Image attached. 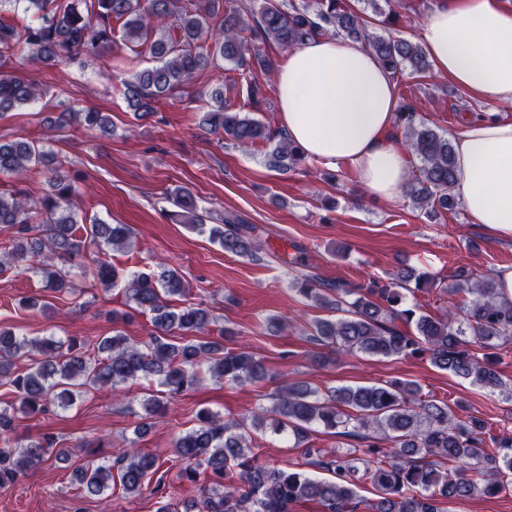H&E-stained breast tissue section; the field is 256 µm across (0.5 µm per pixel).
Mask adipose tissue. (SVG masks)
Wrapping results in <instances>:
<instances>
[{
  "instance_id": "1",
  "label": "adipose tissue",
  "mask_w": 512,
  "mask_h": 512,
  "mask_svg": "<svg viewBox=\"0 0 512 512\" xmlns=\"http://www.w3.org/2000/svg\"><path fill=\"white\" fill-rule=\"evenodd\" d=\"M435 72L477 98L512 105V7L504 0H441L424 20ZM280 129L305 156L349 166L365 195L393 201L409 180L408 153L390 136L397 85L347 39L310 38L278 64ZM457 192L471 223L512 239V119L489 112L454 134Z\"/></svg>"
}]
</instances>
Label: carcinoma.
<instances>
[{"mask_svg": "<svg viewBox=\"0 0 512 512\" xmlns=\"http://www.w3.org/2000/svg\"><path fill=\"white\" fill-rule=\"evenodd\" d=\"M40 19L21 25L6 16L16 9ZM120 23L115 32L112 22ZM316 35L343 36L371 51L394 74L405 70L424 73L430 62L422 47L403 38L370 32L363 18L347 0H263L255 9L245 0H0V118L39 99L37 85L23 75L3 70L9 62L66 63L98 57L105 48L121 42L138 54L147 51L156 65L132 72L122 82L127 108L138 120L155 115V104L193 80L208 65L231 63L244 72L257 67L269 73L275 64L262 46L273 43L293 49ZM212 104L199 125L229 137L243 149L258 143L272 146L269 164L280 170L294 169L304 153L280 132L247 113L224 104V90L208 93ZM76 123L104 134L112 133L110 118L96 110L62 112L55 127ZM395 127L417 165L404 192L412 206L437 217L456 205L457 169L454 146L435 130L413 106L397 112ZM32 167L48 173L52 192L38 203L30 202L25 189L16 185L0 191V225L16 229L12 250L0 259L23 264L39 275L45 287L55 291L72 287L70 270L82 264L88 245L120 248L130 229L125 224H105L79 216L72 207L74 186L55 154L37 141L0 137V174L20 176ZM176 211L172 220L202 230L204 215L194 196L184 188L170 193ZM254 228L233 213L224 224L210 229L225 251L256 259ZM100 284H115V269L103 257L94 260ZM432 288L435 281L412 268H401L390 284L370 286L338 280L319 282L297 276L293 285L313 305L338 311L347 303L346 316L314 321L313 339L329 348L312 354L321 367L342 355L362 353L377 357L428 356L436 368L492 390L507 387L497 369L492 350L499 341L512 339V300L501 296L492 279H474L461 270L453 293L466 299L444 313L422 312L406 303V284ZM187 291L173 266L160 263L158 271L134 272L126 287L128 299L144 313L153 314L148 341L138 345L120 332L106 336L97 349L101 359L85 357V343L72 338L29 340L0 329V379L7 380L24 416L44 415L50 406L67 407L74 397L91 390L156 378L175 398L192 388L196 369L205 364L216 378L243 384L262 379V361L243 348L226 343L240 333L226 327L217 340L176 341L185 335L206 334L211 317L203 307L177 311L166 296ZM487 350L475 359L470 346ZM41 358L26 370H14V358L23 350ZM420 386L393 379L374 385L340 386L325 395L306 382L283 385L266 414H257L253 425L274 435L289 429L298 442L307 439L309 427L318 425L338 436H357L366 441L363 456L348 452L328 456L318 448H303L308 465L332 473L318 480L301 469L280 468L260 461L251 448L244 427L235 419L202 410L198 427L172 442L175 461L184 464L191 482L204 472L208 493L191 508L195 512H291L302 500L318 501L326 512H357V482L370 483L379 491L375 512H440L437 497L496 496L512 486V436H494L487 423L475 416L459 417L446 403L424 400ZM137 432L151 426L161 401L148 397L140 403ZM14 417L0 410V487L14 483L30 466L52 454L68 460L70 450L56 447L44 436L21 448L9 447ZM503 450L500 457L485 449ZM161 467L159 459L141 448H123L111 461L88 464L77 470L82 495L100 496L117 482L129 495L141 493Z\"/></svg>", "mask_w": 512, "mask_h": 512, "instance_id": "1", "label": "carcinoma"}]
</instances>
